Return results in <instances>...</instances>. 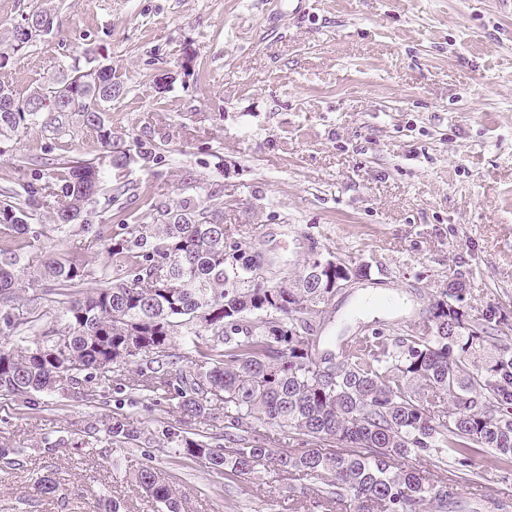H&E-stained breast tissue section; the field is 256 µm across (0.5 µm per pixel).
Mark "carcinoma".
Here are the masks:
<instances>
[{"label":"carcinoma","instance_id":"cac0c4a2","mask_svg":"<svg viewBox=\"0 0 512 512\" xmlns=\"http://www.w3.org/2000/svg\"><path fill=\"white\" fill-rule=\"evenodd\" d=\"M52 24L49 13L34 11L24 36L12 34L13 49ZM89 76L74 66L22 103L0 84V137L37 117L25 110L31 102L48 101L60 112L58 100L66 96L77 102L85 126L100 133L111 166L125 167L130 155L112 142L104 120L121 81L112 68L101 70L103 94ZM51 185L61 198V231L107 241L112 280L69 301L56 326L30 346L1 335L0 392L61 390L94 400L104 380L154 401L175 400L188 421L220 413L235 447L176 432L167 443L229 476L249 475L258 465L298 473L324 490L325 503L346 502L349 512H447L467 478L431 483L400 465L412 456L470 467L489 448L512 463V346L491 333L492 323H504L496 313L469 317L460 283H448L427 320L396 339L374 329L339 353L322 350L321 363L337 365L323 373L310 358L316 319L347 275L366 276L364 266L340 272L313 257L291 287L268 288L254 271L257 253L228 241L222 211L167 208L152 224L124 222L105 238L86 217L103 190L99 166L64 162L53 168ZM28 220L23 205L0 204V306L17 299L28 270L68 291L89 277L81 260L42 255L20 241ZM270 424L292 434L294 450L272 451ZM108 432L119 446L139 439L118 418ZM128 479L166 512H180L170 482L152 466Z\"/></svg>","mask_w":512,"mask_h":512}]
</instances>
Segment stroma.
<instances>
[{"instance_id": "obj_1", "label": "stroma", "mask_w": 512, "mask_h": 512, "mask_svg": "<svg viewBox=\"0 0 512 512\" xmlns=\"http://www.w3.org/2000/svg\"><path fill=\"white\" fill-rule=\"evenodd\" d=\"M37 9L52 31L11 50L13 26ZM0 52V83L20 101L91 57L123 83L105 115L131 148L123 170L78 114L49 106L0 140V190L36 188L28 236L85 262V292L104 285L107 253L54 228L45 187L66 160L122 186L96 205L102 228L211 205L289 277L314 244L367 265L324 307L322 341L401 335L451 279L471 315L512 320V0H0ZM116 417L140 439L111 445ZM175 429L224 440L222 415L190 425L176 402L112 386L91 403L0 392V446L21 451L19 465L0 463V512H94L102 498L162 512L127 478L145 463L173 483L181 512H324L309 480L261 466L230 478L175 454L164 439ZM476 470L449 512L512 503V466L487 450ZM46 475L63 499L40 495Z\"/></svg>"}]
</instances>
